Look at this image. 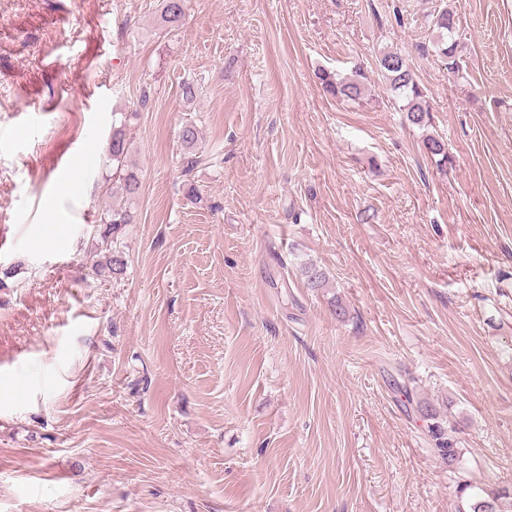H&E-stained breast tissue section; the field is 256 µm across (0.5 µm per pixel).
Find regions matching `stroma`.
<instances>
[{
	"label": "stroma",
	"mask_w": 512,
	"mask_h": 512,
	"mask_svg": "<svg viewBox=\"0 0 512 512\" xmlns=\"http://www.w3.org/2000/svg\"><path fill=\"white\" fill-rule=\"evenodd\" d=\"M160 8L0 0V512H512V0H186L173 38ZM359 65L362 104L323 94ZM121 113L141 188L96 279ZM187 119L217 159L188 174ZM457 22L456 13L450 8L438 10L432 20L433 27L438 33V39L434 44L435 52L443 59L448 74L454 76H459L461 70L459 43L455 39ZM378 66L405 102L402 110L408 122L420 128L428 126L432 108L406 55L398 51L384 53L378 58ZM134 215L130 207L109 206L100 214L93 226L94 250L88 257L90 270L96 277L118 278L125 274L127 262L120 248L118 237L125 224H132ZM118 245V246H117ZM425 416L429 421V424H427L428 435L438 454L446 463L454 464L458 459V442L455 429L449 427L446 429L439 421V414L436 409L432 407H426Z\"/></svg>",
	"instance_id": "35a3bbf8"
}]
</instances>
